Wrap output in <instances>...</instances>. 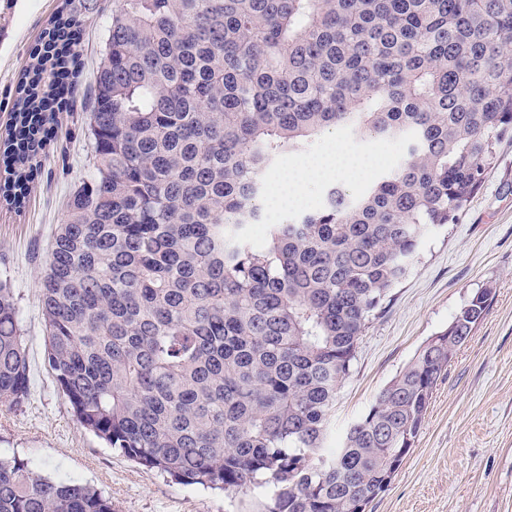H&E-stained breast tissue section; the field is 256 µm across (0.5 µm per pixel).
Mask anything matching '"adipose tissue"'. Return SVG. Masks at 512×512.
Listing matches in <instances>:
<instances>
[{
    "instance_id": "obj_1",
    "label": "adipose tissue",
    "mask_w": 512,
    "mask_h": 512,
    "mask_svg": "<svg viewBox=\"0 0 512 512\" xmlns=\"http://www.w3.org/2000/svg\"><path fill=\"white\" fill-rule=\"evenodd\" d=\"M375 166V158L352 154L333 142L322 154L301 160L286 174L270 179L268 198L277 207H302L308 203L304 193L308 182H351L370 176Z\"/></svg>"
}]
</instances>
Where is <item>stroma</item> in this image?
Wrapping results in <instances>:
<instances>
[{"label": "stroma", "instance_id": "35a3bbf8", "mask_svg": "<svg viewBox=\"0 0 512 512\" xmlns=\"http://www.w3.org/2000/svg\"><path fill=\"white\" fill-rule=\"evenodd\" d=\"M61 0H0V134L15 90ZM72 102L55 117L21 208L0 201V280L18 301L31 395L0 406V454L54 480L94 486L118 512H257L259 496H228L171 482L92 434L73 416L44 364L38 276L75 188L90 174L93 85L112 0H89ZM495 295L439 381L415 444L366 512H512V140L457 223L428 235L409 276L364 331L336 397L330 441L478 290Z\"/></svg>", "mask_w": 512, "mask_h": 512}]
</instances>
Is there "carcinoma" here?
<instances>
[{"label": "carcinoma", "mask_w": 512, "mask_h": 512, "mask_svg": "<svg viewBox=\"0 0 512 512\" xmlns=\"http://www.w3.org/2000/svg\"><path fill=\"white\" fill-rule=\"evenodd\" d=\"M113 2L93 174L38 279L47 367L84 429L178 484L258 493L260 512H364L491 299L471 297L327 446L363 332L512 137V0ZM88 10L63 0L54 49L18 86L0 150L10 205L76 70L61 34ZM330 130L405 153L358 195L332 187L317 211L264 223L266 175ZM28 394L1 281L0 404ZM0 512L116 507L0 457Z\"/></svg>", "instance_id": "cac0c4a2"}]
</instances>
